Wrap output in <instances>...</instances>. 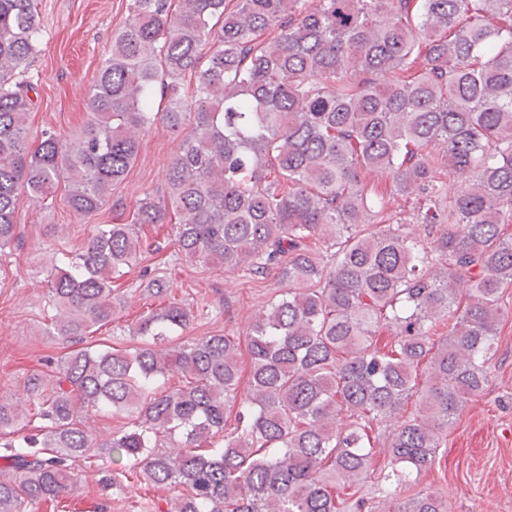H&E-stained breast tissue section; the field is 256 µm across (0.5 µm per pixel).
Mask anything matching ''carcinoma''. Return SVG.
<instances>
[{"instance_id": "1", "label": "carcinoma", "mask_w": 512, "mask_h": 512, "mask_svg": "<svg viewBox=\"0 0 512 512\" xmlns=\"http://www.w3.org/2000/svg\"><path fill=\"white\" fill-rule=\"evenodd\" d=\"M127 12L89 121L32 149L37 0H0V253L20 246L22 201L61 183L76 217L100 211L160 123L179 139L162 191L129 219L112 204V223L55 269L56 334L79 342L114 321L112 280L143 261L136 227L169 218L186 257L274 271L284 291L250 325L245 388L240 338L173 344L195 319L174 300L128 326L139 346L70 351L48 392L30 378L27 413L0 398V512H38L99 453L141 484L185 487L166 512H446L438 492L398 488L418 484L485 389L509 313L512 0H128ZM366 172L412 200L425 238L386 223ZM173 373L182 385L161 388ZM100 411L126 419L104 441L86 426ZM22 417L40 429L15 439ZM378 443L373 501L357 492Z\"/></svg>"}]
</instances>
